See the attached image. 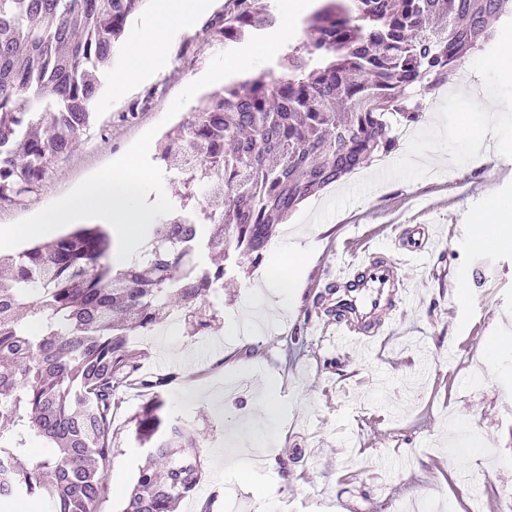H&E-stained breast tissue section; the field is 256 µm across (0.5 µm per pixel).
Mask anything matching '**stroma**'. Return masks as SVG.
Wrapping results in <instances>:
<instances>
[{
  "mask_svg": "<svg viewBox=\"0 0 512 512\" xmlns=\"http://www.w3.org/2000/svg\"><path fill=\"white\" fill-rule=\"evenodd\" d=\"M234 10L213 0L192 31L175 35L170 50L145 82L117 93L104 88L94 118L77 146L56 161L35 193L0 205V226L29 217L119 158L167 113L176 96L206 72L212 57L230 50L217 33ZM512 22L495 40L467 53L452 82L422 88L421 122L413 137L386 154L387 168L436 145L438 175L420 169L402 179H344L304 201L280 225L275 247L304 258L298 294L259 332H245L248 311L274 306L264 287L268 261L243 260L229 270L207 309L219 320L194 334L186 326L148 337L143 369L173 374L166 410L198 435L201 481L177 512H197L214 497L215 512H412L415 502L442 498V512H468V472H484L483 502L506 506L512 498V350L494 351L492 337L512 334V248L476 252L449 242V227L468 225L512 201V81L493 67ZM482 87L500 119L487 131L492 144L478 150L461 133L472 100L456 83ZM426 224L431 244L404 268L411 303L368 349H338L321 339L331 314V274L354 236L372 238L381 257L395 254L386 227ZM245 374L247 390L225 398L226 378ZM276 387L277 419L271 444L261 449L263 469L231 467L228 433L250 445L259 414L261 375ZM115 419L108 493L100 512H121L147 455L131 416L145 403L139 388L126 390Z\"/></svg>",
  "mask_w": 512,
  "mask_h": 512,
  "instance_id": "35a3bbf8",
  "label": "stroma"
}]
</instances>
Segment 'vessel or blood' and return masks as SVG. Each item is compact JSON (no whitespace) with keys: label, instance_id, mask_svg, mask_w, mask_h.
<instances>
[{"label":"vessel or blood","instance_id":"vessel-or-blood-1","mask_svg":"<svg viewBox=\"0 0 512 512\" xmlns=\"http://www.w3.org/2000/svg\"><path fill=\"white\" fill-rule=\"evenodd\" d=\"M370 244L358 240L347 248L349 259L338 268L336 282V337L345 343L378 335L391 319L395 306L406 288L402 275L404 258L365 262L362 252Z\"/></svg>","mask_w":512,"mask_h":512}]
</instances>
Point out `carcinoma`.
<instances>
[{
  "label": "carcinoma",
  "mask_w": 512,
  "mask_h": 512,
  "mask_svg": "<svg viewBox=\"0 0 512 512\" xmlns=\"http://www.w3.org/2000/svg\"><path fill=\"white\" fill-rule=\"evenodd\" d=\"M144 2L0 0V203L34 192L72 152ZM233 2L217 30L224 40L274 25L270 0ZM509 18L512 0H321L280 73L224 86L167 133L159 158L187 191L151 225L141 263L114 270L99 226L0 258L10 271L0 282V421L12 426L0 431V498L35 500L38 512H99L112 426L137 386L148 399L131 423L149 461L122 512H175L200 482L197 439L165 411L173 377L141 374L145 352L133 338L170 306L193 332L213 328L202 304L228 268L259 262L301 202L391 152L393 124L422 117L414 90L447 81L491 40V21ZM196 186L216 204L190 206ZM204 254L224 262L205 267ZM34 436L57 453L27 466Z\"/></svg>",
  "instance_id": "cac0c4a2"
}]
</instances>
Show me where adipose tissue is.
<instances>
[{
    "label": "adipose tissue",
    "mask_w": 512,
    "mask_h": 512,
    "mask_svg": "<svg viewBox=\"0 0 512 512\" xmlns=\"http://www.w3.org/2000/svg\"><path fill=\"white\" fill-rule=\"evenodd\" d=\"M208 9L207 0H155L150 27L138 34L126 49L127 64L114 82L123 85L142 80L159 63L170 34L194 28ZM512 222V210H497L493 220L479 219L470 226L475 249L511 247L512 238L501 233V225Z\"/></svg>",
    "instance_id": "adipose-tissue-1"
}]
</instances>
